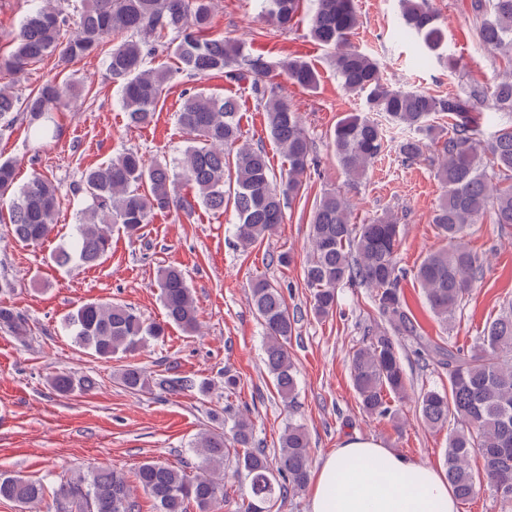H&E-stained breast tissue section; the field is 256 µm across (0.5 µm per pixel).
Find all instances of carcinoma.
Instances as JSON below:
<instances>
[{"label": "carcinoma", "instance_id": "1", "mask_svg": "<svg viewBox=\"0 0 512 512\" xmlns=\"http://www.w3.org/2000/svg\"><path fill=\"white\" fill-rule=\"evenodd\" d=\"M59 0H38L13 34L12 50L0 57V69L21 75L49 56L66 64L112 44L106 70L119 85L120 103L135 125L151 122L168 79L162 69L148 67L159 47L174 46L179 71L190 78L223 74L233 81L248 79L254 98L266 113L267 132L288 160L279 181L267 154L242 140L239 104L199 89L182 93L178 124L191 135L176 166L146 164L141 154L125 150L85 170L77 191L88 200L79 213L57 261L92 266L112 248V229L135 236L157 212L187 217L202 207L224 212L233 206L235 235L248 249L283 223L287 205L302 196L303 177L313 161L312 142L301 114L266 82L271 64L261 55L243 52L233 41L208 35L210 0H90L71 20ZM268 20L285 29L297 18L303 0H260ZM311 38L331 50L329 60L344 91L363 100L360 114L340 119L333 130L339 166L352 184L359 183L381 155L386 136L371 114H383L411 131L398 146L402 162L421 159L436 166L447 188L432 223L448 245L429 252L414 272L434 316L448 325L462 300L482 278L483 263L468 248L471 226L485 217L512 225V77L491 88L469 86L448 96L409 89L388 82L379 64L351 45L357 25L353 0H313ZM403 32L418 38L429 52L444 44V33L428 0H401ZM478 39L499 52L512 66V0H470ZM278 68L293 84L313 91L320 75L306 59L288 56ZM69 83L48 80L35 92L20 95L0 86V120L13 123L25 116L34 141L55 138L54 112L72 104ZM448 115V125L435 116ZM496 127L483 140V125ZM8 201L11 234L25 244H38L55 229L60 188L42 174L16 184V164L0 159V202ZM400 225L386 213L367 224L352 222L346 197L326 192L313 208L309 228V259L304 279L311 288L310 311L324 317L336 307L337 289L359 285L372 292L381 323L368 330L369 341L351 356V378L360 406L368 416L400 428L401 409L391 399L406 392L400 340L417 345L425 366L448 372V388L420 391L417 410L432 431L448 430L445 452L448 483L457 498L467 501L490 485L512 506V305L485 328L481 342L470 349L434 343L422 334L401 288L395 260ZM167 321L148 322L134 308L119 302H85L63 321L66 336L101 359L134 353L165 336L168 326L199 329L197 306L181 269L168 266L157 277ZM250 302L264 328V362L278 396L294 407L297 368L288 354L295 331L292 312L277 285L257 279ZM0 326L25 330L24 318L0 305ZM122 385L131 392L157 387L167 393L203 392L206 385L177 374L152 377L127 367ZM54 389L82 393L90 379L56 375ZM199 474L149 460L141 464L136 483L153 501L155 512H213L224 496V459L235 453L236 469L249 478L247 512H271L277 501L304 488L310 477L309 434L290 420L281 435L279 452L270 456L255 447L252 423L224 406V426L202 433L195 441ZM481 467L471 465L473 455ZM47 493L41 481L0 472V498L21 507L40 502ZM56 512H141V504L124 475L90 467L62 481L55 490Z\"/></svg>", "mask_w": 512, "mask_h": 512}]
</instances>
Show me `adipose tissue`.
Instances as JSON below:
<instances>
[{
  "instance_id": "1",
  "label": "adipose tissue",
  "mask_w": 512,
  "mask_h": 512,
  "mask_svg": "<svg viewBox=\"0 0 512 512\" xmlns=\"http://www.w3.org/2000/svg\"><path fill=\"white\" fill-rule=\"evenodd\" d=\"M383 460L380 469L371 460ZM310 512H458L456 497L435 468L354 435L316 468Z\"/></svg>"
}]
</instances>
